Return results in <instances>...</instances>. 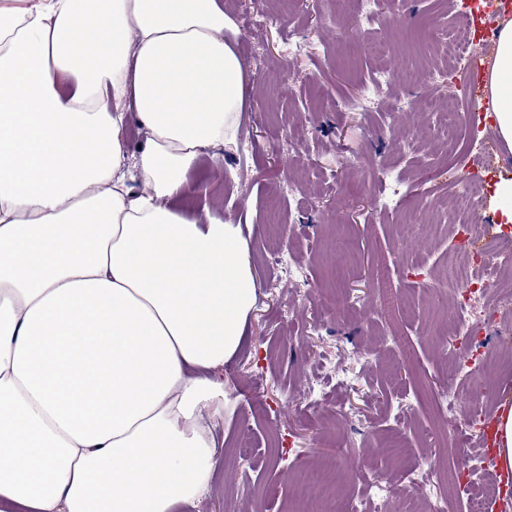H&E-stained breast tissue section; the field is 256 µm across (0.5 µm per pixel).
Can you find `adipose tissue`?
<instances>
[{
    "mask_svg": "<svg viewBox=\"0 0 512 512\" xmlns=\"http://www.w3.org/2000/svg\"><path fill=\"white\" fill-rule=\"evenodd\" d=\"M236 30L222 0L0 7V506L174 512L210 490L256 281L239 226L180 202L237 139ZM489 87L512 148L511 20Z\"/></svg>",
    "mask_w": 512,
    "mask_h": 512,
    "instance_id": "1",
    "label": "adipose tissue"
}]
</instances>
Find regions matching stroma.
<instances>
[{"label":"stroma","instance_id":"35a3bbf8","mask_svg":"<svg viewBox=\"0 0 512 512\" xmlns=\"http://www.w3.org/2000/svg\"><path fill=\"white\" fill-rule=\"evenodd\" d=\"M244 79L237 142L221 166L190 174L189 215L240 225L257 283L255 306L224 366L229 404L210 425L218 466L210 491L177 512H345L374 481L388 512L426 498L465 512L451 473L476 448L464 389L455 408L428 397L448 385V324L458 314L446 278L447 237L422 224L456 177L491 152L470 122L464 85L431 81L435 43L476 0H224ZM393 81L356 98L379 67ZM462 115L456 153L437 140L447 92ZM402 176L405 220L380 209L379 170ZM484 177L477 231L512 268V224L498 221L512 149ZM304 271L289 276V264ZM337 466L333 496L303 498L299 471Z\"/></svg>","mask_w":512,"mask_h":512}]
</instances>
